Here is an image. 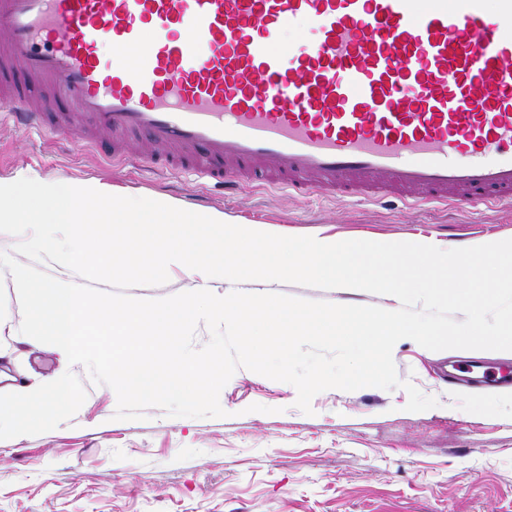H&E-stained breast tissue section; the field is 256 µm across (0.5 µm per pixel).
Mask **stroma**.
<instances>
[{"label": "stroma", "mask_w": 512, "mask_h": 512, "mask_svg": "<svg viewBox=\"0 0 512 512\" xmlns=\"http://www.w3.org/2000/svg\"><path fill=\"white\" fill-rule=\"evenodd\" d=\"M73 128L55 135L0 123V177L20 169L99 179L138 195H164L213 208L287 236L407 240L457 247L512 239V209L482 203L411 206L307 198L258 184L223 190L185 172L151 170L141 142L132 162L81 146ZM276 292L340 305L387 307L383 296L281 283ZM459 349L399 343L401 380L437 399L406 411L404 389H329L311 413L297 390L245 368L220 393L224 416L170 417L158 407L115 420L111 387L86 368L80 409L56 429L0 440V512H512V386L462 389L443 370ZM61 365L53 346L0 334V392L37 383Z\"/></svg>", "instance_id": "obj_1"}]
</instances>
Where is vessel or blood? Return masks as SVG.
Masks as SVG:
<instances>
[{"label": "vessel or blood", "instance_id": "b4317fda", "mask_svg": "<svg viewBox=\"0 0 512 512\" xmlns=\"http://www.w3.org/2000/svg\"><path fill=\"white\" fill-rule=\"evenodd\" d=\"M0 117L228 188L512 205V0H0Z\"/></svg>", "mask_w": 512, "mask_h": 512}]
</instances>
